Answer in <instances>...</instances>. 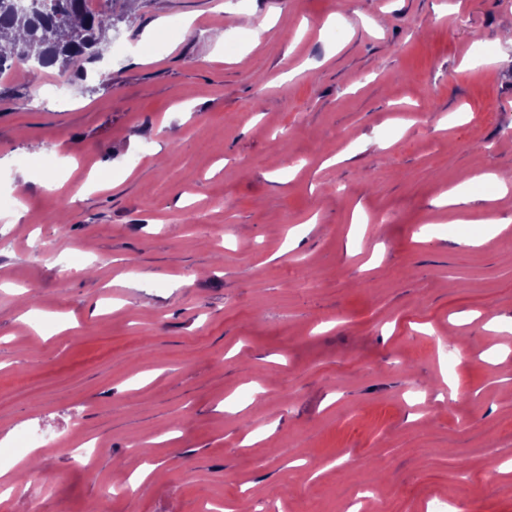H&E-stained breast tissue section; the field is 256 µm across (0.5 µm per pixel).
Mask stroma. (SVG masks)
I'll return each instance as SVG.
<instances>
[{
	"instance_id": "35a3bbf8",
	"label": "stroma",
	"mask_w": 512,
	"mask_h": 512,
	"mask_svg": "<svg viewBox=\"0 0 512 512\" xmlns=\"http://www.w3.org/2000/svg\"><path fill=\"white\" fill-rule=\"evenodd\" d=\"M509 30L137 0L67 86L0 78V469L44 512H512V194L436 205L512 172Z\"/></svg>"
}]
</instances>
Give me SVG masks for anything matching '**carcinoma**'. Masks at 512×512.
<instances>
[{
	"label": "carcinoma",
	"instance_id": "carcinoma-1",
	"mask_svg": "<svg viewBox=\"0 0 512 512\" xmlns=\"http://www.w3.org/2000/svg\"><path fill=\"white\" fill-rule=\"evenodd\" d=\"M93 0H38L21 11L18 0H0V75L23 66L59 65L63 72L94 59L114 25L113 9L93 8ZM25 27L20 40L5 37L16 23Z\"/></svg>",
	"mask_w": 512,
	"mask_h": 512
}]
</instances>
